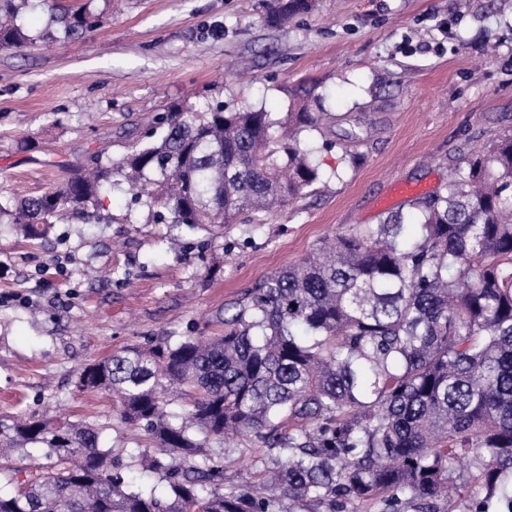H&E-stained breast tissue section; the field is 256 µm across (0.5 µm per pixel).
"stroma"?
<instances>
[{
  "instance_id": "1",
  "label": "stroma",
  "mask_w": 512,
  "mask_h": 512,
  "mask_svg": "<svg viewBox=\"0 0 512 512\" xmlns=\"http://www.w3.org/2000/svg\"><path fill=\"white\" fill-rule=\"evenodd\" d=\"M100 24L71 38L47 8L17 19L31 49L0 52V196L53 189L90 156L147 142L168 108L206 100L278 116L299 84L329 119L322 175L248 221L170 228L126 184L99 222L42 241L0 224V417L94 421L105 448H147L119 404L76 382L91 362L153 336L215 332L225 305L325 238L410 212L477 144L512 134V0H315L277 22L273 0H59ZM364 119V140L347 138Z\"/></svg>"
}]
</instances>
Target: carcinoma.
I'll use <instances>...</instances> for the list:
<instances>
[{
  "label": "carcinoma",
  "instance_id": "carcinoma-1",
  "mask_svg": "<svg viewBox=\"0 0 512 512\" xmlns=\"http://www.w3.org/2000/svg\"><path fill=\"white\" fill-rule=\"evenodd\" d=\"M32 0H0V49L35 41L16 24ZM312 0H275L279 19ZM68 39L92 28L86 8H51ZM312 90L281 118L224 104L177 106L160 136L117 162L91 159L36 198L0 201L26 238L43 239L66 213L98 221L119 175L170 222L222 228L268 211L320 179L322 128ZM376 224L336 235L275 272L216 318L212 336L149 338L89 364L82 390L118 399L120 420L153 444L131 459L166 493L131 485L129 464L99 445L100 428L31 414L0 420V484L39 448L45 472L0 512H440L460 464L486 498L512 512V135L461 159L443 191ZM192 394L179 422L166 391ZM252 436L263 468L224 489L235 449Z\"/></svg>",
  "mask_w": 512,
  "mask_h": 512
}]
</instances>
